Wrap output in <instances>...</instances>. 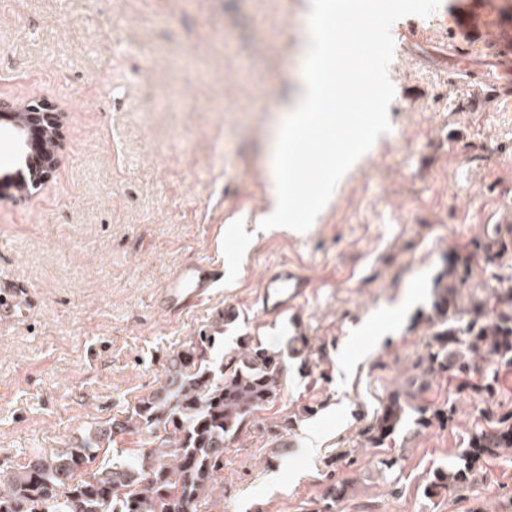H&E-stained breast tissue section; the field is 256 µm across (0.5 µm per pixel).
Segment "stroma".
<instances>
[{
  "instance_id": "35a3bbf8",
  "label": "stroma",
  "mask_w": 512,
  "mask_h": 512,
  "mask_svg": "<svg viewBox=\"0 0 512 512\" xmlns=\"http://www.w3.org/2000/svg\"><path fill=\"white\" fill-rule=\"evenodd\" d=\"M504 0H441L425 33L393 58L390 133L338 182L311 228L260 229L273 206L267 163L304 67L311 0H0V99L60 113L64 149L49 182L19 199L21 167L0 138V289L23 309L0 322V476L34 453L66 450L129 414L168 355L235 309L225 346L248 334L288 359L279 400L224 452L210 512H306L328 472L353 479L333 512H507L512 452L485 459L458 492L423 494L455 461L485 405L434 377L418 404L450 422L406 420L396 487L377 474L363 431L405 386L432 340L428 316L448 255L483 245L463 301L512 285V251L493 242L512 199V103H467L482 77L512 87L491 42L512 32ZM463 14L449 43L432 37ZM488 40L463 57L455 42ZM223 260L210 302L172 320L154 306L180 264ZM300 263L315 288L299 312L266 315L268 267ZM299 416L274 460L270 426ZM416 411L419 414L417 418L418 425L422 428H429L435 423L444 424L445 421L449 422L455 413L454 408H448V410L445 411L432 405H419L416 407Z\"/></svg>"
}]
</instances>
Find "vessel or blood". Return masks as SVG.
Listing matches in <instances>:
<instances>
[{
    "label": "vessel or blood",
    "instance_id": "1",
    "mask_svg": "<svg viewBox=\"0 0 512 512\" xmlns=\"http://www.w3.org/2000/svg\"><path fill=\"white\" fill-rule=\"evenodd\" d=\"M224 280L223 266L197 258L178 266L160 288L155 305L169 317H179L206 304ZM313 288L299 267L280 263L264 275L257 302L263 312L282 315L302 308Z\"/></svg>",
    "mask_w": 512,
    "mask_h": 512
}]
</instances>
